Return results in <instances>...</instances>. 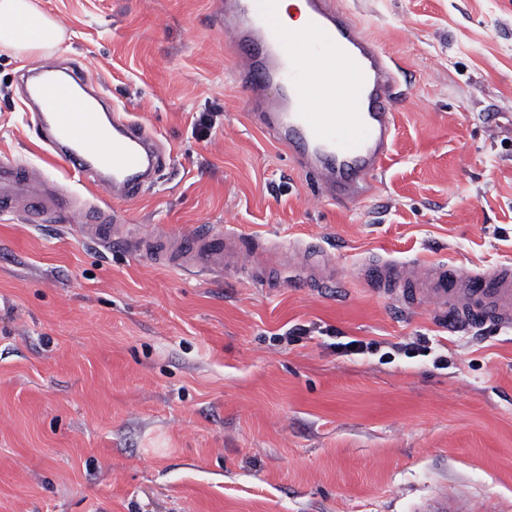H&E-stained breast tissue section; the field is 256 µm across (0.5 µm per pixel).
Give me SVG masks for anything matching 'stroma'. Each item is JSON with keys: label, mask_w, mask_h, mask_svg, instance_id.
<instances>
[{"label": "stroma", "mask_w": 512, "mask_h": 512, "mask_svg": "<svg viewBox=\"0 0 512 512\" xmlns=\"http://www.w3.org/2000/svg\"><path fill=\"white\" fill-rule=\"evenodd\" d=\"M217 2L38 0L65 30L57 58L169 159L111 206L129 233L309 245L344 282L188 274L0 211V512H419L445 488L512 512V330L444 329L356 275L372 257L512 265V0H339L408 81L376 189L315 205L248 119ZM30 65L0 50V160L89 199L44 151Z\"/></svg>", "instance_id": "obj_1"}]
</instances>
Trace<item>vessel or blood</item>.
Wrapping results in <instances>:
<instances>
[{"mask_svg": "<svg viewBox=\"0 0 512 512\" xmlns=\"http://www.w3.org/2000/svg\"><path fill=\"white\" fill-rule=\"evenodd\" d=\"M304 2L308 20L300 30L281 23L280 0H219L217 25L230 38L238 78L248 89L249 119L272 132L295 167L313 177L317 199L351 201L374 189L391 155L400 69L335 0ZM333 57L351 64V112L345 122L336 113L309 107L313 94L336 88L325 69ZM28 75L46 129L44 144L76 173L93 175L103 201L97 207V223H82L76 196L49 189L41 169L0 162V206L24 203L34 222L49 216L62 224L80 223L85 239L109 246L115 237L116 213L108 198L138 197L165 165V156L143 125L118 112L107 122L99 113L84 110L55 66L37 61ZM273 86L279 95H268ZM137 252L183 272L212 274L247 268L255 258L232 227L143 235ZM273 262L308 284L323 287L342 281L333 261L312 263L301 250H277ZM357 274L402 301L427 305L434 318L450 327L490 322L512 328L511 265L477 270L386 259L361 265ZM479 509V504L445 490L427 502L423 512Z\"/></svg>", "mask_w": 512, "mask_h": 512, "instance_id": "vessel-or-blood-1", "label": "vessel or blood"}]
</instances>
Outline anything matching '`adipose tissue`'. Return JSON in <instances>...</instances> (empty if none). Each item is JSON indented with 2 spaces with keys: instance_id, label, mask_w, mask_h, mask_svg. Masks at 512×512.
I'll return each instance as SVG.
<instances>
[{
  "instance_id": "adipose-tissue-1",
  "label": "adipose tissue",
  "mask_w": 512,
  "mask_h": 512,
  "mask_svg": "<svg viewBox=\"0 0 512 512\" xmlns=\"http://www.w3.org/2000/svg\"><path fill=\"white\" fill-rule=\"evenodd\" d=\"M63 39L59 23L32 0H0V48L21 57L50 58Z\"/></svg>"
}]
</instances>
